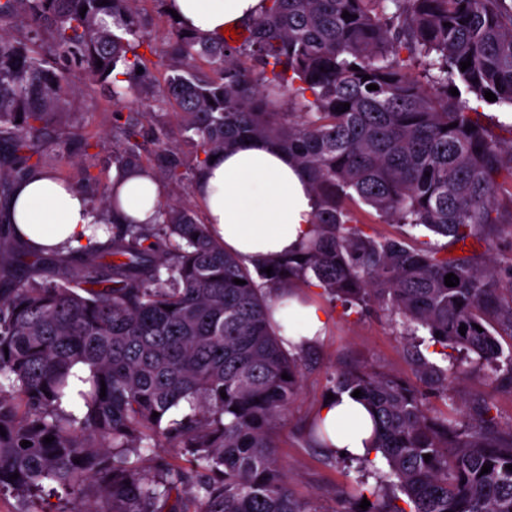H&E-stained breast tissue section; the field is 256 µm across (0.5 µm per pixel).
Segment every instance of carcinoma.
<instances>
[{"label":"carcinoma","mask_w":512,"mask_h":512,"mask_svg":"<svg viewBox=\"0 0 512 512\" xmlns=\"http://www.w3.org/2000/svg\"><path fill=\"white\" fill-rule=\"evenodd\" d=\"M138 2L0 0V192L47 165L50 134L88 147L57 125L78 69L110 94L119 170L185 179L171 132L152 129L148 152L143 125L122 115L132 99L145 115L174 105L204 154L196 173L243 140L286 150L317 197L314 236L270 274L224 251L181 203L159 204L151 224H112L105 243L64 258L24 263L0 236V377L11 387L0 393V492L32 502L50 486L80 502L64 512H310L276 453L301 359L280 344L268 301L313 279L345 307L398 316L417 345L441 347L446 366L419 350L416 362L442 396L475 367L492 391L512 392V353L491 331L512 337V254L481 265L475 253L450 257L407 232L369 234L355 210L488 251L496 225L512 224L498 211L499 196L512 199V142L494 138L474 107L512 108V0H267L239 42L173 22L158 45ZM143 47L170 71L144 99ZM448 273L457 286L445 285ZM449 348L476 358L450 360ZM357 389L389 468L349 490L370 502L366 512H512V432L497 430L491 398L467 415L430 416L414 384L337 373L336 393ZM306 433L329 449L319 423ZM163 446L183 464L141 465ZM400 494L409 509L391 506Z\"/></svg>","instance_id":"carcinoma-1"}]
</instances>
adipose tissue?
I'll list each match as a JSON object with an SVG mask.
<instances>
[{
    "mask_svg": "<svg viewBox=\"0 0 512 512\" xmlns=\"http://www.w3.org/2000/svg\"><path fill=\"white\" fill-rule=\"evenodd\" d=\"M180 27L200 37L223 28L243 27L265 9V0H166ZM204 222L227 252L247 265L270 262L298 251L313 235L317 206L308 173L277 144L254 140L217 153L202 167L195 184ZM118 205L97 210L77 188L47 169L16 181L0 202V230L26 249L67 254L105 242L109 223L153 219L163 197L161 182L132 176L116 187ZM270 303L286 350L309 346L323 335L331 312L305 292L274 291ZM333 448L352 459L375 458L373 424L367 408L344 393L317 412Z\"/></svg>",
    "mask_w": 512,
    "mask_h": 512,
    "instance_id": "1",
    "label": "adipose tissue"
}]
</instances>
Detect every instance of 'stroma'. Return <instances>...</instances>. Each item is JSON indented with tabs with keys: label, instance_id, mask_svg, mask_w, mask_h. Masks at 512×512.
Listing matches in <instances>:
<instances>
[{
	"label": "stroma",
	"instance_id": "stroma-1",
	"mask_svg": "<svg viewBox=\"0 0 512 512\" xmlns=\"http://www.w3.org/2000/svg\"><path fill=\"white\" fill-rule=\"evenodd\" d=\"M77 93L71 112L63 122L79 129L91 138L87 151L76 150L65 138H53L45 148L51 156L50 168L73 184H80L84 174L95 182L86 195L91 204H98L105 186L112 181L115 165L112 161V105L99 83L84 74H76ZM313 297L334 316V322L323 338L301 354L300 387L296 400L277 430V453L288 474L295 494L310 502L315 512H336L344 504L346 490L363 480L375 484V470H386L385 461L374 468H362L359 463L346 464L328 459L321 449L311 446L305 436L328 393L335 390V376L340 369H366L403 381H414L415 362L406 337L401 336L395 321L377 311L344 310L338 302L329 300L323 289L314 288ZM448 399L428 391L426 405L429 414L436 415L456 407L468 412L479 398L491 397L492 414L502 433L512 432V393L491 392L482 371L475 370L462 381L449 384Z\"/></svg>",
	"mask_w": 512,
	"mask_h": 512
}]
</instances>
